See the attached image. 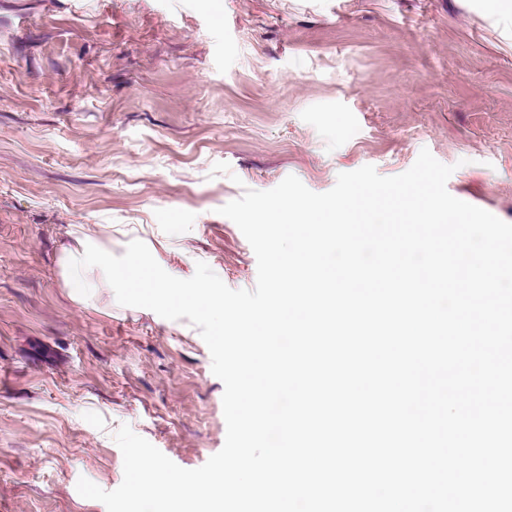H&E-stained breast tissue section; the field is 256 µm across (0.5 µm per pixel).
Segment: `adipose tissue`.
<instances>
[{"label": "adipose tissue", "instance_id": "obj_1", "mask_svg": "<svg viewBox=\"0 0 512 512\" xmlns=\"http://www.w3.org/2000/svg\"><path fill=\"white\" fill-rule=\"evenodd\" d=\"M67 242L59 256L64 288L75 302L85 304L94 299L101 285L129 278L133 270H117L112 265V251L96 231L78 225L66 232Z\"/></svg>", "mask_w": 512, "mask_h": 512}]
</instances>
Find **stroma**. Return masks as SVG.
I'll list each match as a JSON object with an SVG mask.
<instances>
[{
	"mask_svg": "<svg viewBox=\"0 0 512 512\" xmlns=\"http://www.w3.org/2000/svg\"><path fill=\"white\" fill-rule=\"evenodd\" d=\"M0 0V512H107L122 425L196 469L224 385L188 318L87 305L67 225H111L171 275L253 289L219 209L293 175L453 166L451 195L512 223V12L497 0ZM224 162L230 174H213Z\"/></svg>",
	"mask_w": 512,
	"mask_h": 512,
	"instance_id": "obj_1",
	"label": "stroma"
}]
</instances>
